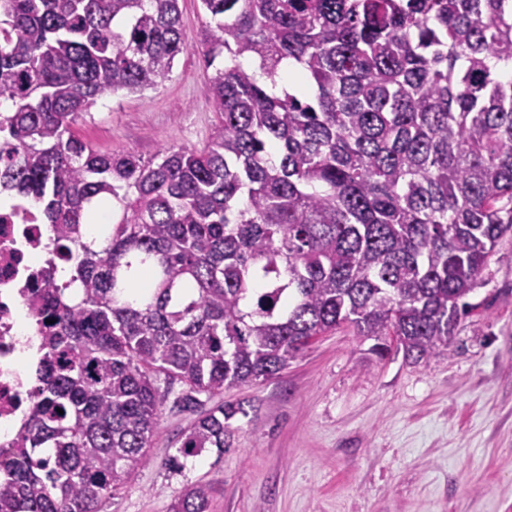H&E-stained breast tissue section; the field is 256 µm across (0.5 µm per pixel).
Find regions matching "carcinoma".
<instances>
[{
	"label": "carcinoma",
	"mask_w": 512,
	"mask_h": 512,
	"mask_svg": "<svg viewBox=\"0 0 512 512\" xmlns=\"http://www.w3.org/2000/svg\"><path fill=\"white\" fill-rule=\"evenodd\" d=\"M201 4L191 42L179 0H0V192L32 200L71 269L25 297L36 385L0 512H104L172 393L197 418L169 468L223 454L244 410L205 401L339 326L381 356H448L512 233V0ZM193 45L223 59L208 145L155 163L75 135ZM212 492L190 482L172 512H209Z\"/></svg>",
	"instance_id": "carcinoma-1"
}]
</instances>
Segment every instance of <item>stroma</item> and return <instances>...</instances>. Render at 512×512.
Masks as SVG:
<instances>
[{
	"mask_svg": "<svg viewBox=\"0 0 512 512\" xmlns=\"http://www.w3.org/2000/svg\"><path fill=\"white\" fill-rule=\"evenodd\" d=\"M213 73L201 50L138 93L105 94L76 135L104 153L159 159L213 137ZM446 359L408 363L340 326L279 375L225 389L244 414L224 454L183 472L166 459L192 414L165 402L150 465L107 512H171L187 482L212 483L210 512H512V235L497 244Z\"/></svg>",
	"mask_w": 512,
	"mask_h": 512,
	"instance_id": "obj_1",
	"label": "stroma"
}]
</instances>
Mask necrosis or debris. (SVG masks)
<instances>
[{
    "label": "necrosis or debris",
    "instance_id": "1",
    "mask_svg": "<svg viewBox=\"0 0 512 512\" xmlns=\"http://www.w3.org/2000/svg\"><path fill=\"white\" fill-rule=\"evenodd\" d=\"M46 227L25 200L0 201V446L9 447L30 408L31 385L7 364L19 345L34 346V332H20L16 307L41 275L51 246Z\"/></svg>",
    "mask_w": 512,
    "mask_h": 512
}]
</instances>
